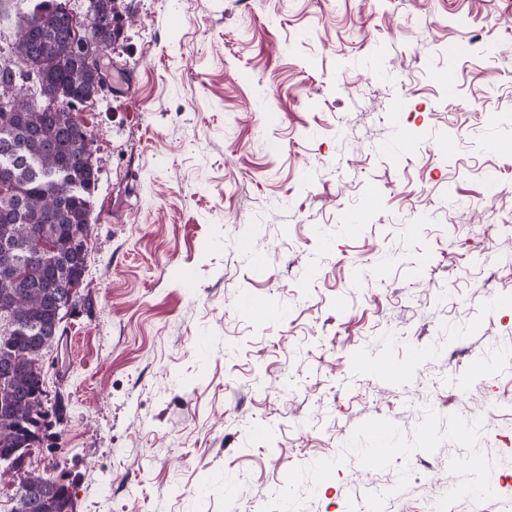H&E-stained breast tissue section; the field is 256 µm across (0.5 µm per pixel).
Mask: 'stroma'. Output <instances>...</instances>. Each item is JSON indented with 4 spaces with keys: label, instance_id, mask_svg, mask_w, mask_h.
I'll return each instance as SVG.
<instances>
[{
    "label": "stroma",
    "instance_id": "stroma-1",
    "mask_svg": "<svg viewBox=\"0 0 512 512\" xmlns=\"http://www.w3.org/2000/svg\"><path fill=\"white\" fill-rule=\"evenodd\" d=\"M118 5L32 469L75 512H430L431 464L512 512V0Z\"/></svg>",
    "mask_w": 512,
    "mask_h": 512
}]
</instances>
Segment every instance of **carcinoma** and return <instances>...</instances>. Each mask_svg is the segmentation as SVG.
I'll return each instance as SVG.
<instances>
[{
  "label": "carcinoma",
  "instance_id": "carcinoma-1",
  "mask_svg": "<svg viewBox=\"0 0 512 512\" xmlns=\"http://www.w3.org/2000/svg\"><path fill=\"white\" fill-rule=\"evenodd\" d=\"M65 8L60 0H41L25 10L14 41L0 46V58L23 61L41 90L39 103L14 98L12 112H0V129L12 126L16 144L38 165L36 174L21 168L8 174L12 197L25 207L14 219L0 218V240L12 243L18 263L13 277L0 276V295L14 300L0 304V365H14L0 383V460L27 454L41 441L35 408L45 397L40 375L26 362L61 340L52 335L58 301L53 286L73 288L82 281L76 234L89 229L98 180L97 170L83 157L82 127L55 109L97 92L102 80L68 44ZM89 10L99 43L111 47L121 35L118 6L114 0H89ZM60 168L68 172L67 192L47 183ZM10 501V512H74L69 486L47 472L26 473Z\"/></svg>",
  "mask_w": 512,
  "mask_h": 512
}]
</instances>
